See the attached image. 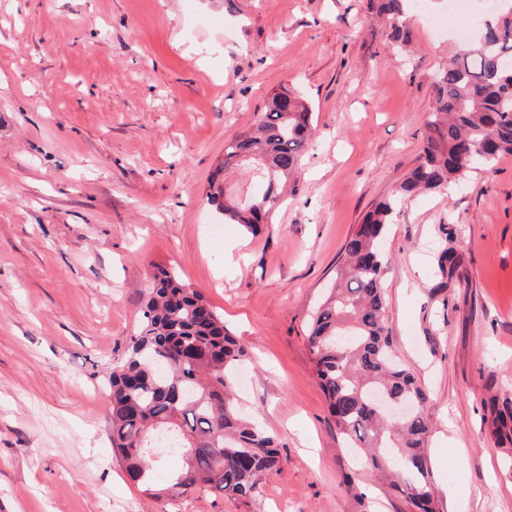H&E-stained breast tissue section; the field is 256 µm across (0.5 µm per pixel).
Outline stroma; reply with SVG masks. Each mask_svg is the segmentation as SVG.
I'll return each instance as SVG.
<instances>
[{
	"label": "stroma",
	"instance_id": "35a3bbf8",
	"mask_svg": "<svg viewBox=\"0 0 512 512\" xmlns=\"http://www.w3.org/2000/svg\"><path fill=\"white\" fill-rule=\"evenodd\" d=\"M371 0H0V512H408L346 448L307 326L365 214L417 164L458 50ZM297 90L314 135L257 231L206 200L226 144ZM464 261L438 289L442 227ZM386 317L431 394L438 512H512L488 401L512 393V156L401 202ZM250 355L239 396L284 445L257 497L144 493L110 444L108 377L154 265ZM408 2H411V0H380L378 5V13L386 16L392 23V38L394 41H403L405 37L403 24L407 19Z\"/></svg>",
	"mask_w": 512,
	"mask_h": 512
}]
</instances>
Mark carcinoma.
Listing matches in <instances>:
<instances>
[{
  "label": "carcinoma",
  "instance_id": "1",
  "mask_svg": "<svg viewBox=\"0 0 512 512\" xmlns=\"http://www.w3.org/2000/svg\"><path fill=\"white\" fill-rule=\"evenodd\" d=\"M408 2L378 5V13L392 23L395 41L405 37ZM434 90L419 163L345 243L335 285L314 311L307 336L319 386L347 447L366 449V462L390 479L411 512H435L430 394L399 358L390 336L383 243L400 200L446 188L512 155V7L483 20L473 40L440 70ZM312 132V112L303 100L286 89L274 93L254 130L224 149L226 168L256 162L253 196L232 203L224 184L214 179L209 204L224 220L255 228L298 167ZM442 233L437 266L439 287L446 288L462 255L451 246L454 231L444 227ZM247 359L224 318L175 271L155 266L138 333L108 378L112 448L144 492L173 498L203 487L228 498H249L259 493L266 473L280 468L284 444L277 434L240 411L236 383ZM374 392L411 400L416 411L390 418L372 401ZM490 407L495 438L512 445V398L493 397ZM159 434L176 439L175 453L183 459L166 485L155 482L157 458L150 453Z\"/></svg>",
  "mask_w": 512,
  "mask_h": 512
}]
</instances>
